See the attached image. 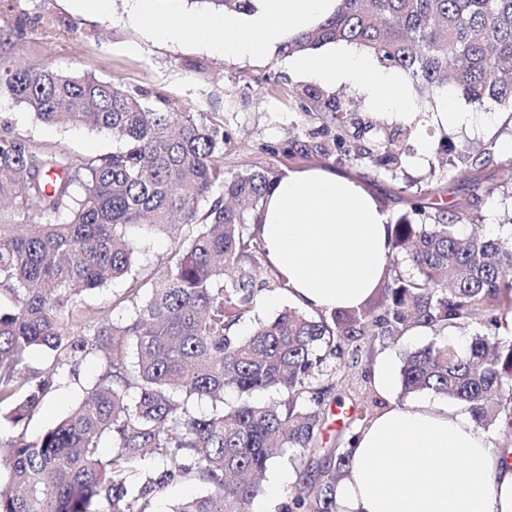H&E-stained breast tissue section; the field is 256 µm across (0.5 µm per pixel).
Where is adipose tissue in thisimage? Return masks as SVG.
<instances>
[{
    "instance_id": "1",
    "label": "adipose tissue",
    "mask_w": 512,
    "mask_h": 512,
    "mask_svg": "<svg viewBox=\"0 0 512 512\" xmlns=\"http://www.w3.org/2000/svg\"><path fill=\"white\" fill-rule=\"evenodd\" d=\"M157 0H130L128 22L164 42L190 36L228 57L256 58L334 14L339 0H254L245 22L207 14L174 18ZM300 72L327 85L364 87L382 113L407 118L404 79L350 46L309 53ZM262 237L291 298L311 311L356 309L381 282L390 250L387 216L359 183L319 167L289 173L270 194ZM339 512H505L512 471L502 468L465 405L426 397L387 405L352 446Z\"/></svg>"
}]
</instances>
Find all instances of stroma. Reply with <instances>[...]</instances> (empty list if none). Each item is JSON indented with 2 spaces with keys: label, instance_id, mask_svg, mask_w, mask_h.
I'll use <instances>...</instances> for the list:
<instances>
[{
  "label": "stroma",
  "instance_id": "obj_1",
  "mask_svg": "<svg viewBox=\"0 0 512 512\" xmlns=\"http://www.w3.org/2000/svg\"><path fill=\"white\" fill-rule=\"evenodd\" d=\"M126 10L127 0H108L103 15L79 8L75 0H5L0 6V65H47L64 74L88 73L165 97L180 108L223 113L224 125L231 135L224 152L226 173L275 162L285 172L324 166L362 183L392 220L407 211L412 196L426 189L430 180L429 158L443 154L449 147L473 152L494 149L503 140H512V123L491 103L486 106L489 120L483 125H436L434 114L442 90L411 80L407 88L415 111L405 121L406 144L415 152L421 141H428L427 160L404 161L402 169L394 175L341 153L327 159L313 156L274 160L260 152L259 146L283 142L295 132L300 115L296 101L288 95L289 88L314 84L313 79L294 68L292 57L274 49L260 60L227 58L190 40L159 42L130 25ZM4 129L72 155L107 154L114 146L106 133L83 126L44 123L24 106L1 95L0 131ZM488 175L489 190L477 192L459 175L448 174L446 190L439 195L448 204L474 202L486 230L499 227L512 217V166L495 164ZM433 339L432 333L413 332L395 344L375 341L363 345L355 384L337 392L341 412L329 416L324 445H332L342 432L341 414L362 412L376 398L372 370L377 361H388L393 369H400L403 349L420 348ZM100 371L98 359L90 357L74 376L59 377L56 390L29 423L28 439H37L70 413Z\"/></svg>",
  "mask_w": 512,
  "mask_h": 512
}]
</instances>
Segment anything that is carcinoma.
Listing matches in <instances>:
<instances>
[{"instance_id":"cac0c4a2","label":"carcinoma","mask_w":512,"mask_h":512,"mask_svg":"<svg viewBox=\"0 0 512 512\" xmlns=\"http://www.w3.org/2000/svg\"><path fill=\"white\" fill-rule=\"evenodd\" d=\"M231 17L252 0H190ZM346 42L385 68L431 87L454 86L477 110L493 102L512 116V0H341L315 29L281 44L285 54ZM6 93L48 124H80L112 136L105 155L76 156L0 134V421L14 429L0 453V512H156L167 486L204 488L171 512H251L270 463L284 456L296 480L278 512H338L336 485L352 466L350 439L321 447L337 385L362 344L413 330L439 336L479 325L459 350L433 341L402 356L405 395L431 391L467 405L483 429L512 430V339L496 330L512 314V224L491 237L459 233L478 214L428 203L447 172L431 166L424 195L391 225L389 273L360 308L257 316L267 283L288 291L275 269L259 278L264 201L284 173L245 167L228 176L224 114L181 112L166 99L92 74L49 66L0 69ZM300 116L317 121L284 145L260 150L287 160L341 150L394 174L405 128H386L313 88L292 91ZM486 149L462 158L483 185ZM154 229L174 245L171 264H137L131 230ZM120 280L112 306L83 295ZM125 310L114 320L115 309ZM254 320L250 334L241 323ZM45 351L48 369L29 367ZM96 357L101 373L84 401L37 440L29 422L58 376ZM272 391L276 400L251 397ZM233 393V403L224 396ZM202 402L207 414L197 412ZM112 441V456L101 455Z\"/></svg>"}]
</instances>
